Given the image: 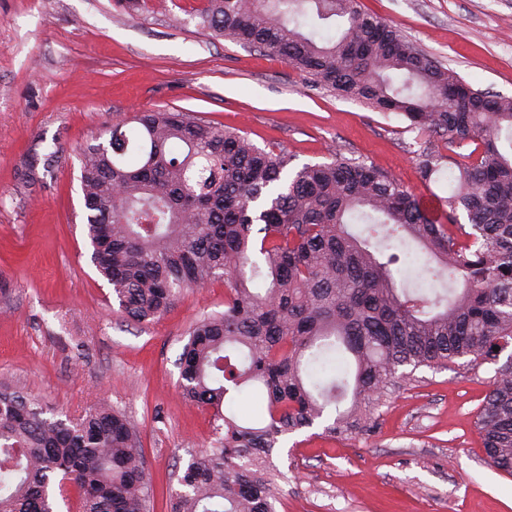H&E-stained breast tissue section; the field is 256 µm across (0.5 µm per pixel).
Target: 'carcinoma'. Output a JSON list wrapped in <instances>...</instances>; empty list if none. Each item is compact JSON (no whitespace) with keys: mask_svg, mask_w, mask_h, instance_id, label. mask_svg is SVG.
<instances>
[{"mask_svg":"<svg viewBox=\"0 0 512 512\" xmlns=\"http://www.w3.org/2000/svg\"><path fill=\"white\" fill-rule=\"evenodd\" d=\"M309 14L339 21L336 36L302 30ZM200 17L315 87L403 115L426 135L420 172L449 160L454 189L432 216L356 158L293 169L288 154L176 109L138 112L83 148L91 260L129 319H158L177 290L224 280V313L191 327L180 358L183 397L212 409L224 435L190 460L171 512H273L278 437L317 421L370 436L400 368L460 359L499 364L475 424L512 475V354L499 363L512 349V98L473 88L359 0H206ZM51 162L32 154L26 182ZM357 212L375 222L353 233ZM411 244L441 287L398 284ZM240 392L256 401L248 414L231 407ZM70 487L78 512H149L125 416L106 405L62 416L1 387L0 512H57Z\"/></svg>","mask_w":512,"mask_h":512,"instance_id":"obj_1","label":"carcinoma"}]
</instances>
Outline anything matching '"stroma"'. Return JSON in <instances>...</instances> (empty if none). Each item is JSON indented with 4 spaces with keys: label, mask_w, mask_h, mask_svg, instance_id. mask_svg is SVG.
I'll use <instances>...</instances> for the list:
<instances>
[{
    "label": "stroma",
    "mask_w": 512,
    "mask_h": 512,
    "mask_svg": "<svg viewBox=\"0 0 512 512\" xmlns=\"http://www.w3.org/2000/svg\"><path fill=\"white\" fill-rule=\"evenodd\" d=\"M474 88L512 97V0H360ZM203 0H0V382L71 417L123 412L146 458L150 512H169L192 454L217 439L211 410L180 395L197 319L224 282L184 291L161 318L128 320L91 261L80 153L113 121L180 109L286 151L293 167L361 157L441 207L448 174L423 178L424 137L396 113L311 86L258 48L217 39ZM53 155L40 183L31 152ZM496 366L415 371L390 389L369 437L317 424L281 436L275 512H512V477L474 426Z\"/></svg>",
    "instance_id": "stroma-1"
}]
</instances>
